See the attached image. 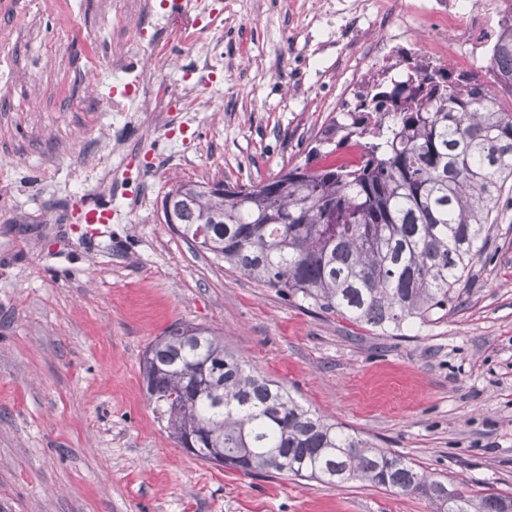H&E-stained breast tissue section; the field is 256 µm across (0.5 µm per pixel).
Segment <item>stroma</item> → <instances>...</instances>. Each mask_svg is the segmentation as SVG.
<instances>
[{"label": "stroma", "instance_id": "35a3bbf8", "mask_svg": "<svg viewBox=\"0 0 512 512\" xmlns=\"http://www.w3.org/2000/svg\"><path fill=\"white\" fill-rule=\"evenodd\" d=\"M208 2L0 0V512H433L176 447L140 360L178 322L432 476L512 492V180L466 288L419 328L358 326L226 270L164 223L165 194L256 184L314 147L342 163L324 134L349 100L353 19L376 4ZM94 202L111 223H83Z\"/></svg>", "mask_w": 512, "mask_h": 512}]
</instances>
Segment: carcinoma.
Masks as SVG:
<instances>
[{"label": "carcinoma", "mask_w": 512, "mask_h": 512, "mask_svg": "<svg viewBox=\"0 0 512 512\" xmlns=\"http://www.w3.org/2000/svg\"><path fill=\"white\" fill-rule=\"evenodd\" d=\"M489 68L512 75V29ZM358 165H305L269 185L180 181L166 193L187 240L288 301L383 332L448 307L512 177V105L446 65L407 59L405 75L356 97ZM148 400L179 448L248 475L340 486L365 480L436 512H512V493L469 494L300 405L208 328L179 323L144 351Z\"/></svg>", "instance_id": "carcinoma-1"}]
</instances>
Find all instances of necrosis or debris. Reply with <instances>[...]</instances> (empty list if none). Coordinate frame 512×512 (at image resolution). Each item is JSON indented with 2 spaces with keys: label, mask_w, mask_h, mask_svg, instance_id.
Here are the masks:
<instances>
[{
  "label": "necrosis or debris",
  "mask_w": 512,
  "mask_h": 512,
  "mask_svg": "<svg viewBox=\"0 0 512 512\" xmlns=\"http://www.w3.org/2000/svg\"><path fill=\"white\" fill-rule=\"evenodd\" d=\"M429 26L428 35L415 42L414 57L437 63L447 61L459 72H479L495 93L512 83L486 68L504 27H512V0H435L434 5L404 8L402 0H381L372 27L376 40L357 39L359 56L370 63L369 75L400 67V60L387 59L389 41L407 37L410 30Z\"/></svg>",
  "instance_id": "obj_1"
}]
</instances>
